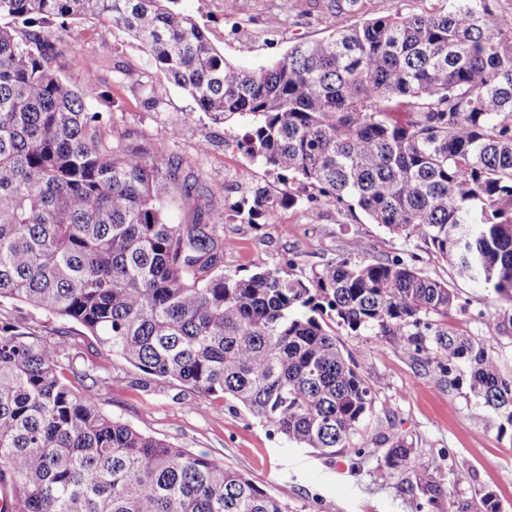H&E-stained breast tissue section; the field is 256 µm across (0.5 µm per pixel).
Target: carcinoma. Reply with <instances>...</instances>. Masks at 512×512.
I'll list each match as a JSON object with an SVG mask.
<instances>
[{
	"mask_svg": "<svg viewBox=\"0 0 512 512\" xmlns=\"http://www.w3.org/2000/svg\"><path fill=\"white\" fill-rule=\"evenodd\" d=\"M178 0H0V300L73 320L113 355L165 382L229 397L301 448L331 458L358 444L378 388L324 320L433 352L436 370L512 430V375L497 351L512 325V15L494 0H436L421 13L345 23L257 69L224 58ZM93 15L117 26L151 66L215 122L249 120L244 147L283 188L229 205L245 224L279 208H358L394 236L421 240L503 310L475 341L448 331L451 284L419 256L369 255L359 243L311 278L297 260L250 275L224 270L215 222L182 161L90 134L105 124L83 88L53 67L50 28ZM100 94V93H98ZM106 98V94H100ZM180 195L193 224H170ZM60 335L0 319V512H288L224 463L144 434L98 408L102 379ZM467 372L461 373L460 367ZM405 492L433 503L441 478L403 436L381 433ZM453 512H502L492 492Z\"/></svg>",
	"mask_w": 512,
	"mask_h": 512,
	"instance_id": "cac0c4a2",
	"label": "carcinoma"
}]
</instances>
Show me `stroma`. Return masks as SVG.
<instances>
[{
    "label": "stroma",
    "mask_w": 512,
    "mask_h": 512,
    "mask_svg": "<svg viewBox=\"0 0 512 512\" xmlns=\"http://www.w3.org/2000/svg\"><path fill=\"white\" fill-rule=\"evenodd\" d=\"M179 0L178 7L204 28L225 59L254 70L284 54L291 45L316 39L340 22L376 18L394 11L418 13L432 0H360L355 12L338 10L335 0H297L288 23H280V0ZM101 21L95 17L68 22L65 53L55 59L60 78L83 85L82 59L98 54L100 88L107 99L90 107L108 121L99 129L104 141L120 137L135 148L180 157L204 191L232 202L258 185L276 188L273 174L252 162L241 146L243 119L212 121L183 91L155 73L144 46L120 28L107 45L92 39ZM180 130L178 138L169 133ZM224 238V268L247 275L287 259L298 258L296 272L310 277L349 256L356 241L371 255L412 253L430 277L453 283L457 301L448 312V328L483 338L484 320L497 310L483 285L448 270L422 241H406L370 223L360 211L326 205L276 210L264 224H243L225 216L218 227ZM0 318L37 330L47 341L71 336L68 356L77 367L99 375L104 385L99 407L106 416L197 454L223 461L287 504L289 512H448L450 502L476 500L493 492L504 512H512V438L499 435L487 410L467 395L466 386H448L435 369L432 354H412L390 336L356 334L328 315L344 353L357 357L370 383L380 384L376 411L363 435L364 457L334 458L300 448L254 418L236 402L205 397L179 384L166 383L134 368L99 347L84 328L27 305L4 301ZM394 431L407 439L418 458L449 482L448 497L428 504L405 494L406 473L383 465L378 434Z\"/></svg>",
    "instance_id": "1"
}]
</instances>
